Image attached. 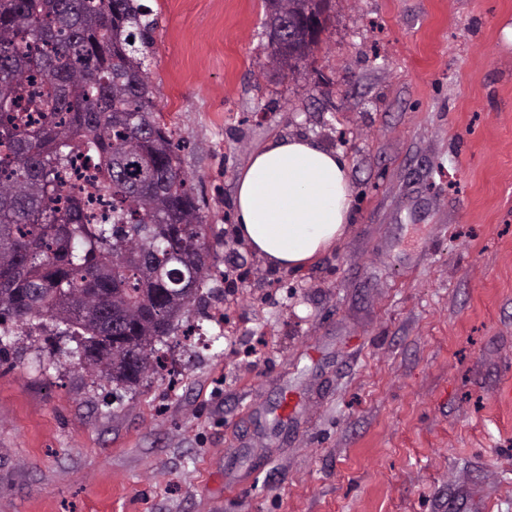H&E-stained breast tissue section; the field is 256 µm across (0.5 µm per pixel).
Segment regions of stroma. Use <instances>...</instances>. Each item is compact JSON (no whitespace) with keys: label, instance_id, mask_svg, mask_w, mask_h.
<instances>
[{"label":"stroma","instance_id":"obj_1","mask_svg":"<svg viewBox=\"0 0 512 512\" xmlns=\"http://www.w3.org/2000/svg\"><path fill=\"white\" fill-rule=\"evenodd\" d=\"M212 269L135 390L48 322L0 352V512H512V0H327L305 65L262 0H141ZM345 160L344 236L239 238L251 153Z\"/></svg>","mask_w":512,"mask_h":512}]
</instances>
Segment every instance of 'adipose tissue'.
<instances>
[{
  "label": "adipose tissue",
  "mask_w": 512,
  "mask_h": 512,
  "mask_svg": "<svg viewBox=\"0 0 512 512\" xmlns=\"http://www.w3.org/2000/svg\"><path fill=\"white\" fill-rule=\"evenodd\" d=\"M352 201L346 162L303 138L256 149L238 179L239 233L271 265L295 269L334 246Z\"/></svg>",
  "instance_id": "obj_1"
}]
</instances>
